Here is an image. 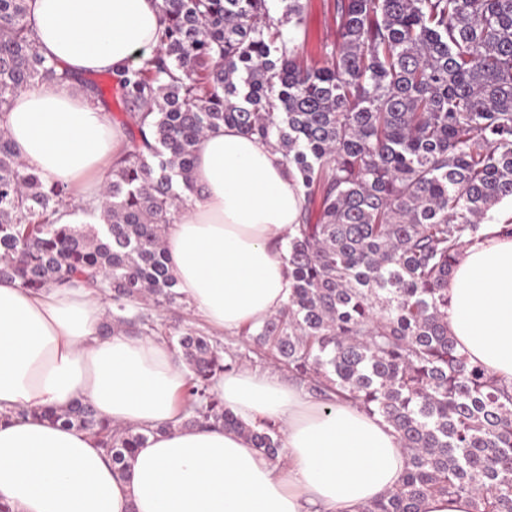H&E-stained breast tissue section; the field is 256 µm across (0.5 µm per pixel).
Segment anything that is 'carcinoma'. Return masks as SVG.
Here are the masks:
<instances>
[{
  "label": "carcinoma",
  "instance_id": "carcinoma-1",
  "mask_svg": "<svg viewBox=\"0 0 512 512\" xmlns=\"http://www.w3.org/2000/svg\"><path fill=\"white\" fill-rule=\"evenodd\" d=\"M163 0L160 47L137 67L78 90L125 110L124 146L101 224H59L70 190L25 171L0 129V277L40 291L94 284L112 301L103 334L151 336L149 317L185 304L165 235L196 193V147L222 125L282 153L305 206L289 237L288 303L229 354L190 328L166 336L189 370L186 426L248 437L270 460L282 434L232 413L214 381L249 354L288 369L325 400L353 402L398 433L401 484L365 512H420L426 496L473 495L480 512H512V384L456 351L448 279L460 250L486 238L512 201V0H330L336 42L304 59L301 0ZM57 72L37 52L27 0H0V113ZM40 416L88 431L123 473L150 433L114 426L77 402Z\"/></svg>",
  "mask_w": 512,
  "mask_h": 512
}]
</instances>
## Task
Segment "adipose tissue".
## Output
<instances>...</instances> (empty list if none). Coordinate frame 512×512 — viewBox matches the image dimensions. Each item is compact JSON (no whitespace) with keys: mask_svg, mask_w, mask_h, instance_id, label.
<instances>
[{"mask_svg":"<svg viewBox=\"0 0 512 512\" xmlns=\"http://www.w3.org/2000/svg\"><path fill=\"white\" fill-rule=\"evenodd\" d=\"M162 0H28L40 55L66 69L20 89L4 129L27 169L98 206L125 141L74 84L159 47ZM197 192L165 235L178 292L229 336L262 325L291 293L280 247L299 222L301 186L283 155L221 126L199 142ZM448 281V329L475 364L512 382V236L491 225ZM106 308L92 288L34 292L0 280V503L10 512H363L396 487L407 455L381 416L321 407L270 370L234 367L215 389L244 423H278V461L223 428L184 427L188 371L163 340L101 336ZM90 403L115 425L149 430L125 473L89 432L39 417Z\"/></svg>","mask_w":512,"mask_h":512,"instance_id":"adipose-tissue-1","label":"adipose tissue"}]
</instances>
